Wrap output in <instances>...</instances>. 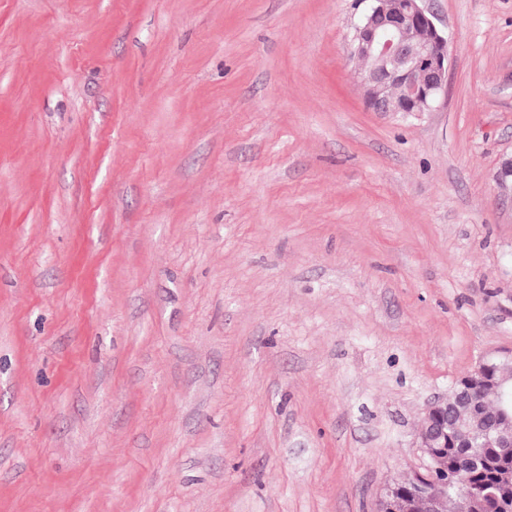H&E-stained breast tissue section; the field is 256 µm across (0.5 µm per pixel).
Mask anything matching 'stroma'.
I'll list each match as a JSON object with an SVG mask.
<instances>
[{
  "instance_id": "35a3bbf8",
  "label": "stroma",
  "mask_w": 512,
  "mask_h": 512,
  "mask_svg": "<svg viewBox=\"0 0 512 512\" xmlns=\"http://www.w3.org/2000/svg\"><path fill=\"white\" fill-rule=\"evenodd\" d=\"M431 112L362 0H0V512H376L512 354V0H426ZM426 0H368L354 26L349 55L368 61L360 68L356 85L367 106L375 112H431L448 81V36L424 6ZM419 39L418 48L407 45ZM399 83L403 87L400 98ZM492 360L493 359H488L482 362L477 368L467 373L465 377L461 379L462 382L459 383L456 391V399L458 402L464 404L475 403L477 391L485 380V374L487 370L493 366Z\"/></svg>"
}]
</instances>
